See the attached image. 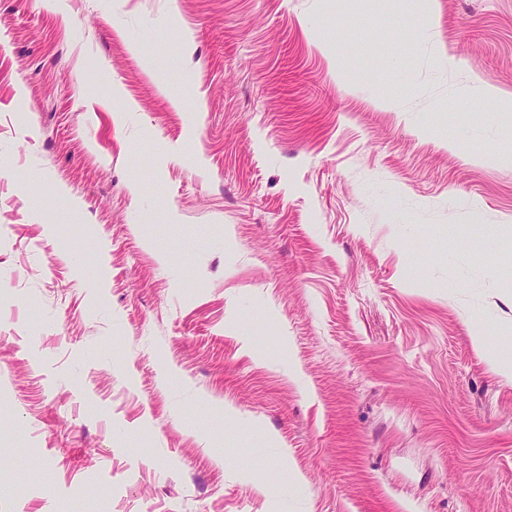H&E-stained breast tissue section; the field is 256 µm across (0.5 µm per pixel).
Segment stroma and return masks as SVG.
<instances>
[{
  "label": "stroma",
  "instance_id": "1",
  "mask_svg": "<svg viewBox=\"0 0 512 512\" xmlns=\"http://www.w3.org/2000/svg\"><path fill=\"white\" fill-rule=\"evenodd\" d=\"M430 13L0 0V512H512V0Z\"/></svg>",
  "mask_w": 512,
  "mask_h": 512
}]
</instances>
